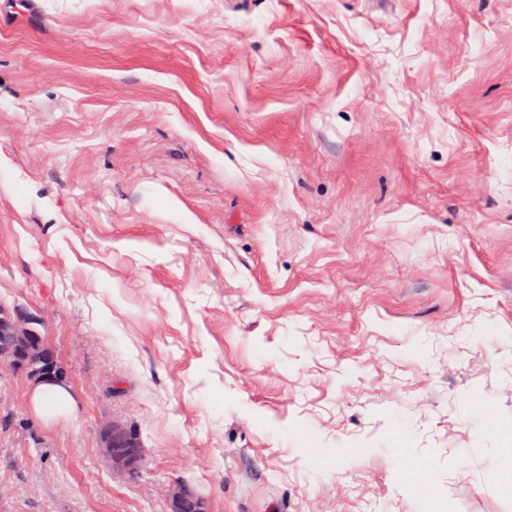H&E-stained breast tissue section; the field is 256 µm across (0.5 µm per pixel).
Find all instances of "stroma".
<instances>
[{"label": "stroma", "instance_id": "1", "mask_svg": "<svg viewBox=\"0 0 512 512\" xmlns=\"http://www.w3.org/2000/svg\"><path fill=\"white\" fill-rule=\"evenodd\" d=\"M13 2L0 512H512V0ZM38 320L26 310L16 307L0 312V365L22 369L28 359L40 360L42 366L36 371H25L38 387L34 404L46 417L67 410L70 406L68 394L55 386L68 387L70 375L66 365L42 340L31 341L32 326ZM124 426L115 420H106L101 428V448L104 456L112 465V476L130 478L138 467V455L130 448L134 444L125 437ZM140 451L141 448H135Z\"/></svg>", "mask_w": 512, "mask_h": 512}]
</instances>
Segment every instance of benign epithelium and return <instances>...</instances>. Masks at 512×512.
I'll list each match as a JSON object with an SVG mask.
<instances>
[{
  "mask_svg": "<svg viewBox=\"0 0 512 512\" xmlns=\"http://www.w3.org/2000/svg\"><path fill=\"white\" fill-rule=\"evenodd\" d=\"M37 319L26 310L16 307L0 311V365L21 369L28 359H38L41 368L27 372L36 384L68 387L70 375L66 365L43 341H32V326ZM134 444L125 437L124 426L115 420H106L101 428V448L112 465V474L130 478L138 467V455L132 451ZM170 512H180L182 505L197 492L187 483L178 480L167 489Z\"/></svg>",
  "mask_w": 512,
  "mask_h": 512,
  "instance_id": "obj_1",
  "label": "benign epithelium"
}]
</instances>
